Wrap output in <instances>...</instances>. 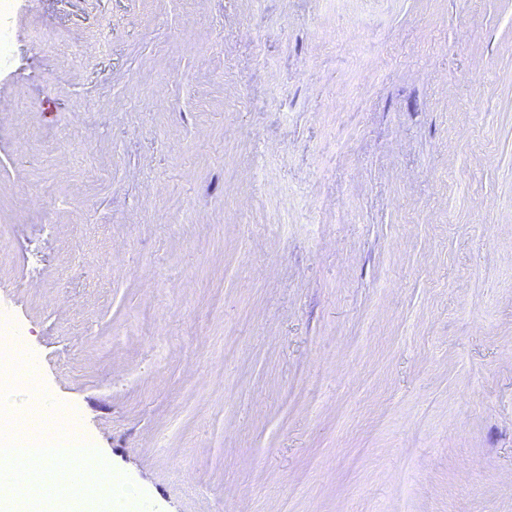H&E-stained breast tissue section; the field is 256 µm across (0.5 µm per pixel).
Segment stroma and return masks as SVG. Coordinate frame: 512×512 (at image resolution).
Returning <instances> with one entry per match:
<instances>
[{
	"instance_id": "35a3bbf8",
	"label": "stroma",
	"mask_w": 512,
	"mask_h": 512,
	"mask_svg": "<svg viewBox=\"0 0 512 512\" xmlns=\"http://www.w3.org/2000/svg\"><path fill=\"white\" fill-rule=\"evenodd\" d=\"M0 34V316L128 512H512V0Z\"/></svg>"
}]
</instances>
